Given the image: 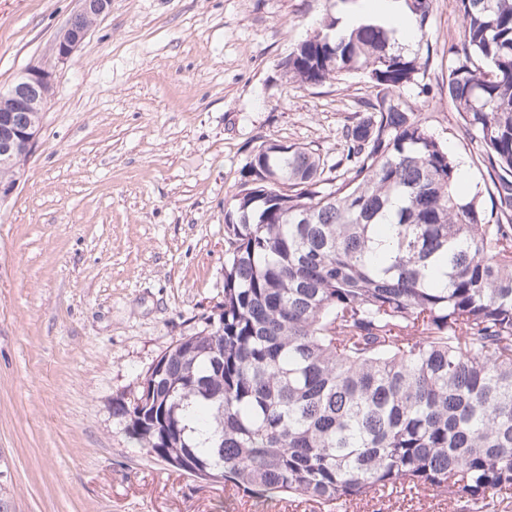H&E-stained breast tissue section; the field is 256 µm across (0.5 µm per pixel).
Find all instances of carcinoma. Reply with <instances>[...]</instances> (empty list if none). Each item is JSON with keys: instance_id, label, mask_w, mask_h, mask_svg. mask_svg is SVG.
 I'll use <instances>...</instances> for the list:
<instances>
[{"instance_id": "obj_1", "label": "carcinoma", "mask_w": 512, "mask_h": 512, "mask_svg": "<svg viewBox=\"0 0 512 512\" xmlns=\"http://www.w3.org/2000/svg\"><path fill=\"white\" fill-rule=\"evenodd\" d=\"M458 2L445 90L485 190L455 191L456 157L402 98L429 58L326 18L288 79L363 75L383 94L331 165L305 145L252 151L224 212V302L112 399L148 455L336 509L512 495V0ZM405 3L426 38L433 0Z\"/></svg>"}]
</instances>
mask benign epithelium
Returning <instances> with one entry per match:
<instances>
[{
	"instance_id": "obj_1",
	"label": "benign epithelium",
	"mask_w": 512,
	"mask_h": 512,
	"mask_svg": "<svg viewBox=\"0 0 512 512\" xmlns=\"http://www.w3.org/2000/svg\"><path fill=\"white\" fill-rule=\"evenodd\" d=\"M112 0H81V7L58 35L54 50L57 59L64 62L73 55L86 38L95 20L109 10ZM53 91V75L48 69L29 66L8 89L0 93V130H10V136L0 140V164L12 159L14 139L22 140L28 151H33L40 130L26 127L12 128L16 112H38L45 107Z\"/></svg>"
}]
</instances>
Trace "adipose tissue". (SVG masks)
Instances as JSON below:
<instances>
[{
  "instance_id": "adipose-tissue-1",
  "label": "adipose tissue",
  "mask_w": 512,
  "mask_h": 512,
  "mask_svg": "<svg viewBox=\"0 0 512 512\" xmlns=\"http://www.w3.org/2000/svg\"><path fill=\"white\" fill-rule=\"evenodd\" d=\"M375 24L400 42L415 36L414 22L404 0H359L340 14V29L350 30L362 24Z\"/></svg>"
}]
</instances>
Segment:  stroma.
I'll return each mask as SVG.
<instances>
[{"label":"stroma","instance_id":"obj_1","mask_svg":"<svg viewBox=\"0 0 512 512\" xmlns=\"http://www.w3.org/2000/svg\"><path fill=\"white\" fill-rule=\"evenodd\" d=\"M342 0H112L65 62L79 0H0V90L53 72L38 144L0 205V498L9 512H328L256 500L132 447L112 400L224 300V208L255 146L336 161L377 90L363 76L306 88L281 63ZM462 19L434 0L430 61L403 96L482 180L478 143L444 89ZM431 89L421 98L420 84ZM347 512H512L436 493Z\"/></svg>","mask_w":512,"mask_h":512}]
</instances>
